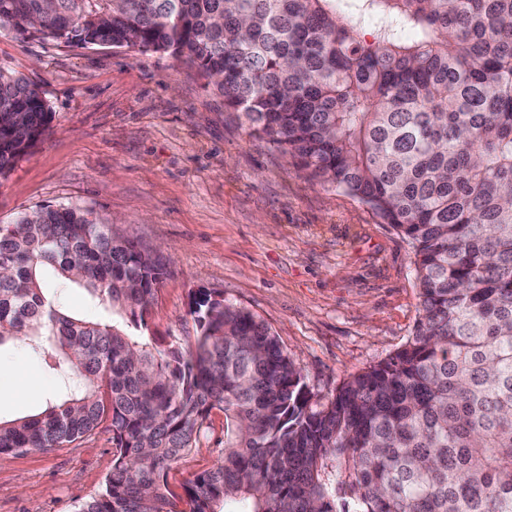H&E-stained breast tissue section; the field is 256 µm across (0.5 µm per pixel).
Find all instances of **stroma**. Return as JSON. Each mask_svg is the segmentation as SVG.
Masks as SVG:
<instances>
[{"label": "stroma", "instance_id": "obj_1", "mask_svg": "<svg viewBox=\"0 0 512 512\" xmlns=\"http://www.w3.org/2000/svg\"><path fill=\"white\" fill-rule=\"evenodd\" d=\"M0 68L39 85L50 135L0 179V224L45 205L79 206L159 249L170 274L146 317L174 344L194 335L196 292L264 320L320 400L412 336L414 254L366 205L299 170L169 55L0 35ZM56 382L23 350L0 353V417L43 410ZM224 447L212 411L182 486ZM106 430L49 453L0 459V512H76L112 469Z\"/></svg>", "mask_w": 512, "mask_h": 512}]
</instances>
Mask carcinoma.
Returning a JSON list of instances; mask_svg holds the SVG:
<instances>
[{
    "label": "carcinoma",
    "mask_w": 512,
    "mask_h": 512,
    "mask_svg": "<svg viewBox=\"0 0 512 512\" xmlns=\"http://www.w3.org/2000/svg\"><path fill=\"white\" fill-rule=\"evenodd\" d=\"M2 32L194 69L399 231L420 302L406 344L320 402L267 324L203 290L186 346L143 335L168 271L108 220L24 213L0 224V352H34L58 387L0 418L1 457L105 424L112 470L76 512H176L169 471L219 410L224 456L183 485V512H512V0H0ZM52 118L0 68V179Z\"/></svg>",
    "instance_id": "1"
}]
</instances>
